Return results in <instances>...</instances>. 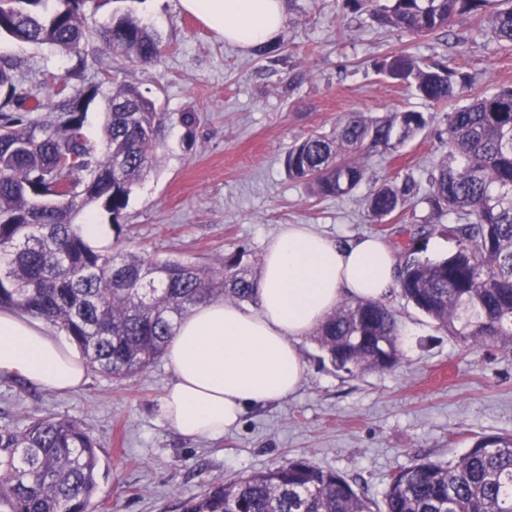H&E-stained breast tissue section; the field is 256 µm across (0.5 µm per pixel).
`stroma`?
<instances>
[{
    "mask_svg": "<svg viewBox=\"0 0 512 512\" xmlns=\"http://www.w3.org/2000/svg\"><path fill=\"white\" fill-rule=\"evenodd\" d=\"M132 13L163 44L152 64L114 56L96 37L110 16ZM90 30L81 55L0 37V57L17 62L16 80L43 103L59 78L94 85L84 132L101 139L105 97L133 85L158 102V163L138 183L124 212L126 248L157 259L217 265L240 258L259 273L265 249L287 224H308L342 242L366 235L391 242L403 229L436 223L425 203L375 222L365 197L371 183L412 178L427 188L448 153L441 108L378 74L383 56L463 67L476 93L512 85V46L477 33L457 17L451 33L415 37L380 27L354 0H288L272 51L245 53L185 13L180 0H88ZM424 113L427 127L399 149L369 160L371 183L341 198L312 196L284 168L290 145L331 132L349 112L383 117ZM183 112L197 122L185 127ZM385 303L401 322L399 364L382 372L336 371L312 337L300 343L304 377L288 398L246 412L218 439L187 440L168 427L159 403L171 373L157 362L115 381L89 374L71 392L0 375V426L21 428L54 412L80 423L99 445L97 502L105 512H180L183 498L293 458L344 475L372 504L392 473L417 458L456 459L486 434H512V346L462 350L433 320L392 289Z\"/></svg>",
    "mask_w": 512,
    "mask_h": 512,
    "instance_id": "35a3bbf8",
    "label": "stroma"
}]
</instances>
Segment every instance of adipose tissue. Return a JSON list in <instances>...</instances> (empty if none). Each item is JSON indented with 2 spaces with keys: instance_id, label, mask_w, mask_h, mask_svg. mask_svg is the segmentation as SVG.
I'll list each match as a JSON object with an SVG mask.
<instances>
[{
  "instance_id": "obj_1",
  "label": "adipose tissue",
  "mask_w": 512,
  "mask_h": 512,
  "mask_svg": "<svg viewBox=\"0 0 512 512\" xmlns=\"http://www.w3.org/2000/svg\"><path fill=\"white\" fill-rule=\"evenodd\" d=\"M225 43L251 52L280 34L287 0H180ZM396 259L374 237L340 242L288 224L266 249L256 311L212 302L180 322L165 359L172 380L164 421L187 439L218 438L248 409L294 394L305 368L298 345L345 299L381 301L395 285ZM72 391L87 381L85 358L43 320L0 311V373Z\"/></svg>"
}]
</instances>
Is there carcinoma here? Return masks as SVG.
<instances>
[{"label": "carcinoma", "mask_w": 512, "mask_h": 512, "mask_svg": "<svg viewBox=\"0 0 512 512\" xmlns=\"http://www.w3.org/2000/svg\"><path fill=\"white\" fill-rule=\"evenodd\" d=\"M0 0V36L79 55L88 27L85 0ZM384 26L416 36L448 30L470 14L478 31L512 43V0H365ZM111 53L153 63L162 42L130 14L96 30ZM17 63L0 58V309L61 330L91 371L123 380L150 369L177 323L216 300H255L256 278L230 259L220 266L159 260L122 248L95 249L77 219L90 207L111 216L115 235L132 186L158 159L156 100L124 86L106 100L101 144L83 133L86 102L98 89L68 79L43 104L15 83ZM378 72L443 105L467 91L469 76L406 51ZM448 155L422 197L448 217L456 250L424 258L423 227L401 247L403 296L467 348L512 343V86L472 95L444 114ZM427 125L407 110L385 118L345 114L332 135L311 133L288 149V177L320 198L350 194L368 178L369 159L391 152ZM417 196V184L374 186L366 198L380 221ZM400 322L381 301L343 303L313 339L339 371H385L401 356ZM97 443L77 422L47 413L22 429L0 427V512H94ZM181 512H372L347 478L304 458L237 480H218L181 502ZM379 512H512V435H485L450 463L418 459L394 472Z\"/></svg>", "instance_id": "obj_1"}]
</instances>
